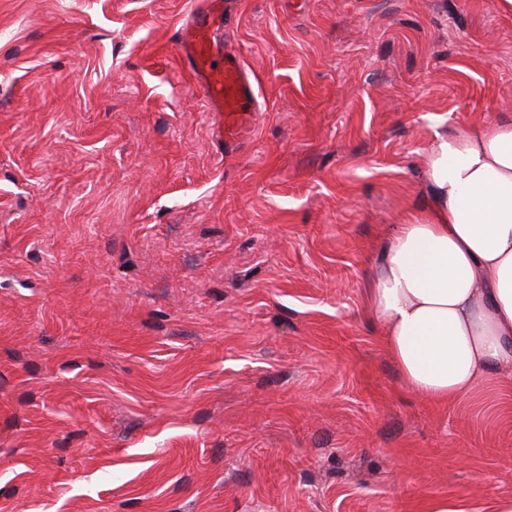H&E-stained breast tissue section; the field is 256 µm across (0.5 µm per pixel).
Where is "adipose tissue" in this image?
<instances>
[{"mask_svg": "<svg viewBox=\"0 0 512 512\" xmlns=\"http://www.w3.org/2000/svg\"><path fill=\"white\" fill-rule=\"evenodd\" d=\"M422 202L368 259L363 318L439 407L494 386L512 406V115L435 133Z\"/></svg>", "mask_w": 512, "mask_h": 512, "instance_id": "1", "label": "adipose tissue"}]
</instances>
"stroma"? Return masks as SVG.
Segmentation results:
<instances>
[{"instance_id":"1","label":"stroma","mask_w":512,"mask_h":512,"mask_svg":"<svg viewBox=\"0 0 512 512\" xmlns=\"http://www.w3.org/2000/svg\"><path fill=\"white\" fill-rule=\"evenodd\" d=\"M186 0H0V512H422L512 496L361 317L435 132L512 115L493 0H239L266 101L217 151Z\"/></svg>"}]
</instances>
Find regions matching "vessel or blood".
I'll list each match as a JSON object with an SVG mask.
<instances>
[{
  "mask_svg": "<svg viewBox=\"0 0 512 512\" xmlns=\"http://www.w3.org/2000/svg\"><path fill=\"white\" fill-rule=\"evenodd\" d=\"M226 0H188L177 35L179 62L207 112L218 119L214 140L221 147L250 141L265 99L261 83L240 51L225 42Z\"/></svg>",
  "mask_w": 512,
  "mask_h": 512,
  "instance_id": "1",
  "label": "vessel or blood"
}]
</instances>
